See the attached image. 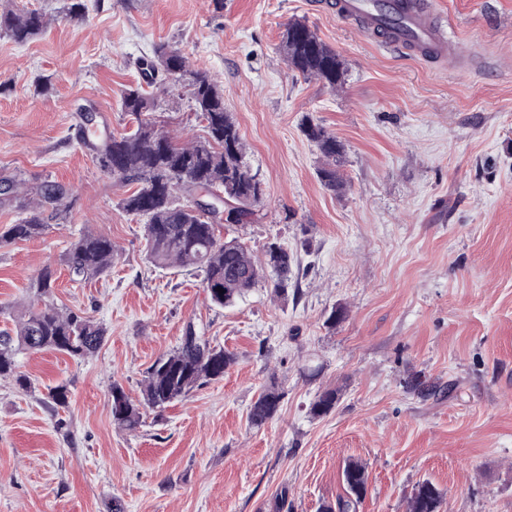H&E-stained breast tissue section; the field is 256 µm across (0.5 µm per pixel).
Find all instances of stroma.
Masks as SVG:
<instances>
[{
	"label": "stroma",
	"mask_w": 512,
	"mask_h": 512,
	"mask_svg": "<svg viewBox=\"0 0 512 512\" xmlns=\"http://www.w3.org/2000/svg\"><path fill=\"white\" fill-rule=\"evenodd\" d=\"M86 3L74 20L63 0H0L50 20L23 45L0 29V178L62 184L69 213L40 239L0 243V331L47 266L55 304L105 329L83 360L19 354L28 388L0 380V512H320L349 458L368 473L359 512H407L426 478L441 512H512V0H430L459 46L451 63L384 50L336 0ZM294 20L345 60L341 88L289 69L279 46ZM160 44L223 89L264 202L220 236L293 250L287 294L267 278L219 306L200 273L148 264L144 220L119 206L133 185L85 147L100 126L134 127L122 94ZM165 86L155 125L202 135L183 82ZM308 117L345 147L342 192L319 177ZM86 232L117 255L75 282L62 258ZM189 327L237 363L138 431L117 428L113 383L139 397ZM273 382L280 410L252 427ZM61 384L63 406L48 396ZM327 390L334 409L312 415Z\"/></svg>",
	"instance_id": "stroma-1"
}]
</instances>
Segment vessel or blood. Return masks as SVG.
Segmentation results:
<instances>
[{
	"mask_svg": "<svg viewBox=\"0 0 512 512\" xmlns=\"http://www.w3.org/2000/svg\"><path fill=\"white\" fill-rule=\"evenodd\" d=\"M337 13L345 19H357L364 33L373 35L382 28L390 33L385 48H428L434 56H448V27L432 7L416 0H338Z\"/></svg>",
	"mask_w": 512,
	"mask_h": 512,
	"instance_id": "b4317fda",
	"label": "vessel or blood"
}]
</instances>
